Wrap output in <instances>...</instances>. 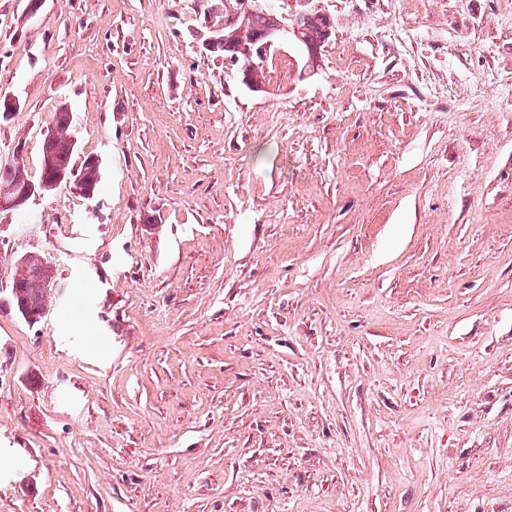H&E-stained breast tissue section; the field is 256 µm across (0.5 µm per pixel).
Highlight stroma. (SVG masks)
<instances>
[{
    "mask_svg": "<svg viewBox=\"0 0 512 512\" xmlns=\"http://www.w3.org/2000/svg\"><path fill=\"white\" fill-rule=\"evenodd\" d=\"M311 7L253 91L207 0H0V164L101 161L0 227V512H512V0ZM54 121H52L43 133L42 143L44 146L40 147V166L42 172V166L51 164V166L60 171L68 169L67 171L50 172L45 171L43 177L38 181L26 179L24 176L21 179H15L9 190H1L2 186L6 184L0 175V223L4 224L2 214H12L13 212L24 209L32 199L44 196L52 190L56 183L65 181L69 184L70 188L73 189L79 195L87 199H92L94 193L100 183V175L97 176L91 166L86 168L85 175L88 178V185L84 178L83 172L84 167L87 164H96L97 169H100V161L96 158L88 159L83 167L74 168L71 167V161L73 155L70 151V142L72 152H77V139L71 134L70 113L61 107L58 112H55ZM58 126V127H57ZM60 130V131H59ZM61 132V134H60ZM70 134L68 137L65 134ZM61 136V137H60ZM60 137V138H59ZM59 138L57 141L56 139ZM70 139V141H69ZM56 141V142H55ZM55 142V143H53ZM52 143V144H51ZM71 167V168H70ZM65 184H59L52 191ZM66 186V185H65ZM51 191V192H52ZM41 262L36 265L34 275L28 270V265L23 264L22 270L14 281L13 299L18 313L22 316L23 310L39 311L47 307L50 293L45 288H50L54 283L50 264L40 258ZM27 268V270H26Z\"/></svg>",
    "mask_w": 512,
    "mask_h": 512,
    "instance_id": "obj_1",
    "label": "stroma"
}]
</instances>
